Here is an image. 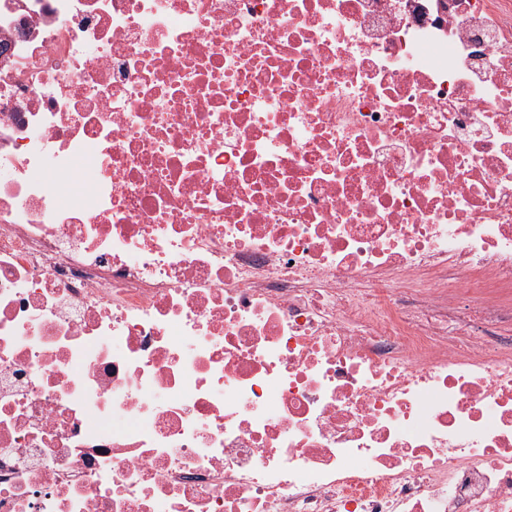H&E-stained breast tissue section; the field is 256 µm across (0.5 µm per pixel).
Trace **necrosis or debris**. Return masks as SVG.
<instances>
[{
    "instance_id": "obj_1",
    "label": "necrosis or debris",
    "mask_w": 512,
    "mask_h": 512,
    "mask_svg": "<svg viewBox=\"0 0 512 512\" xmlns=\"http://www.w3.org/2000/svg\"><path fill=\"white\" fill-rule=\"evenodd\" d=\"M0 512H512V0H0Z\"/></svg>"
}]
</instances>
